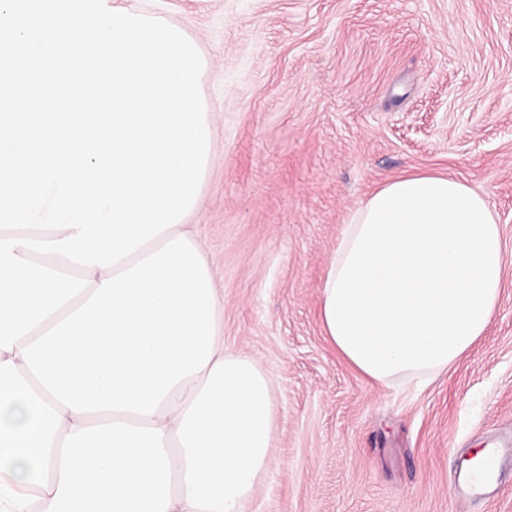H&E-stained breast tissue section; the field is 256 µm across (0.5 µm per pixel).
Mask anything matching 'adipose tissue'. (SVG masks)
I'll list each match as a JSON object with an SVG mask.
<instances>
[{
	"label": "adipose tissue",
	"mask_w": 512,
	"mask_h": 512,
	"mask_svg": "<svg viewBox=\"0 0 512 512\" xmlns=\"http://www.w3.org/2000/svg\"><path fill=\"white\" fill-rule=\"evenodd\" d=\"M504 266L484 194L450 176L404 175L344 224L326 265L321 325L374 382L432 378L486 334Z\"/></svg>",
	"instance_id": "1"
}]
</instances>
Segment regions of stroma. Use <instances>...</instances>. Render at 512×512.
<instances>
[{
    "label": "stroma",
    "instance_id": "stroma-1",
    "mask_svg": "<svg viewBox=\"0 0 512 512\" xmlns=\"http://www.w3.org/2000/svg\"><path fill=\"white\" fill-rule=\"evenodd\" d=\"M204 51L214 158L193 229L224 346L274 380L272 462L249 512H512V474L455 501L457 455L512 443V0H117ZM405 173L466 181L501 225L485 336L432 384L371 383L323 334L329 254Z\"/></svg>",
    "mask_w": 512,
    "mask_h": 512
}]
</instances>
